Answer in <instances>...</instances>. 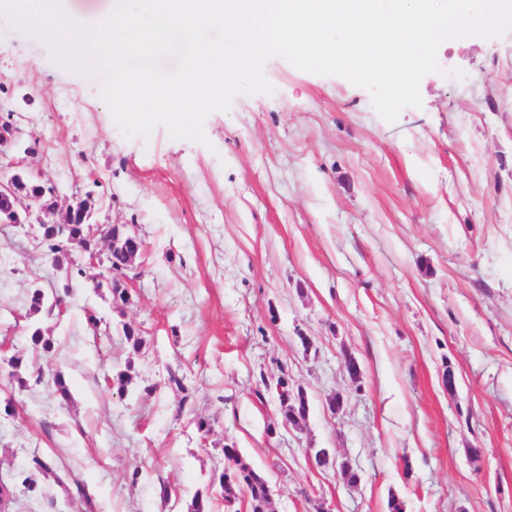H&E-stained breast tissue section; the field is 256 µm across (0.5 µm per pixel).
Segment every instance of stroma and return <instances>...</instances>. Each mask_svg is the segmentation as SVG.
<instances>
[{
  "label": "stroma",
  "instance_id": "35a3bbf8",
  "mask_svg": "<svg viewBox=\"0 0 512 512\" xmlns=\"http://www.w3.org/2000/svg\"><path fill=\"white\" fill-rule=\"evenodd\" d=\"M437 61L420 106L393 123L369 90L273 55L271 92L235 93L202 140L162 123L129 137L102 75L62 67L0 13V123L23 138L0 175L51 179L62 209L90 197L91 223L135 225L144 242L133 305L113 307L93 287L101 266L72 253L80 285L61 312L34 315L33 287L61 291L63 272L36 227L0 223V481L13 512H187L227 444L266 477L276 512H388L392 495L405 512H512V29L442 43ZM35 323L53 355L33 349ZM13 355L42 382L19 389ZM125 367L156 392L118 393ZM173 371L185 391L166 387ZM283 372L308 398L297 426L275 393H253ZM314 448L359 481L316 466ZM35 455L50 470L32 494L19 473Z\"/></svg>",
  "mask_w": 512,
  "mask_h": 512
}]
</instances>
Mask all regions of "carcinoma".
<instances>
[{
  "instance_id": "carcinoma-1",
  "label": "carcinoma",
  "mask_w": 512,
  "mask_h": 512,
  "mask_svg": "<svg viewBox=\"0 0 512 512\" xmlns=\"http://www.w3.org/2000/svg\"><path fill=\"white\" fill-rule=\"evenodd\" d=\"M132 234L133 228L127 224H112L106 229L108 248L103 264L105 277L110 279L117 275L128 274L130 252L126 248V240ZM39 245L45 256L55 266H61L64 252L60 248L57 239L47 235L39 240ZM61 303V296L55 294L53 299L49 300L42 289L36 288L31 295L30 309L39 313L44 309L50 310ZM30 342L33 349L45 354L54 351L53 340L44 336L39 327L32 330ZM273 387L276 388L278 397H287L288 392L291 391L288 375L284 373L279 376L274 385L266 379L261 380V384L256 387L255 392L260 395L262 391H268ZM306 415L307 408L297 403L281 404V416L285 422L298 425L306 419ZM222 452L224 454V464L228 465V472H222L218 477L221 499L224 502V512H237L236 504L242 498L247 499L249 512H273L272 500L269 496L270 485L267 479L260 472L243 462L240 451L235 446L226 445L222 448ZM48 470L49 466L42 458L32 457L29 468L24 472L22 485L29 491L35 490L37 482L32 477V473ZM188 512H212L211 495L201 491L196 492L188 506Z\"/></svg>"
}]
</instances>
